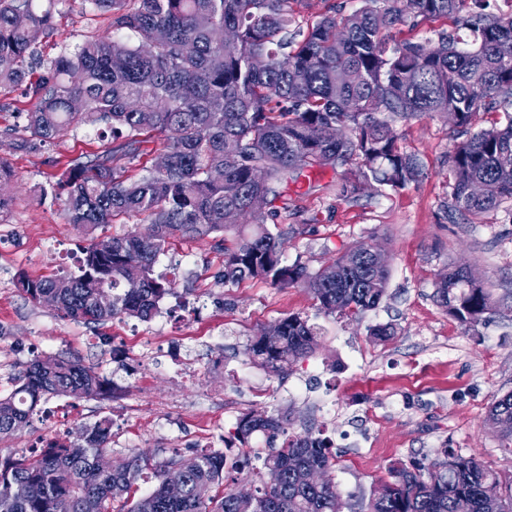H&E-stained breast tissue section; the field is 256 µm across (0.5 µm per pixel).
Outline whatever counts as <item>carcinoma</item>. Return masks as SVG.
<instances>
[{
    "label": "carcinoma",
    "instance_id": "cac0c4a2",
    "mask_svg": "<svg viewBox=\"0 0 512 512\" xmlns=\"http://www.w3.org/2000/svg\"><path fill=\"white\" fill-rule=\"evenodd\" d=\"M61 0H0V89L25 85L34 99L25 132L33 144L51 142L80 126L105 124L112 144L66 167L51 186L71 224L93 232L122 216L139 215L146 228L93 241L78 272L29 277L18 285L27 298L53 292L61 318L94 326L118 317L147 321L173 282L155 274L168 239L233 235L224 246V284L260 280L285 287L303 283L326 316L353 319L387 294L389 269L375 266V244L350 251L356 267L311 273L282 260L283 238L267 227L274 210L249 207L261 188L270 202L279 185L297 181L316 166L360 164V176L393 190L423 176L417 157L398 144L392 117L452 115L465 131L474 116L496 100L512 102V14L468 19L476 33L470 47L441 32L436 40L404 41L388 47V33L409 20L458 17L482 0H362L340 17L324 15L307 30L290 31L305 0H81L108 13L112 34L86 40L75 52L44 61L36 48L56 33ZM226 29L236 41L223 40ZM194 50L185 54V40ZM345 127L343 141L328 142L323 128ZM164 141L168 167H143L132 176L144 134ZM224 171L214 180L209 172ZM451 206L477 219L512 200V113L454 144ZM475 182L483 195L470 193ZM141 284L130 292L126 283ZM112 307L96 304L101 291ZM434 301L473 330L495 313L491 295L462 267L435 282ZM280 336H256L247 354L268 374L280 376L318 345V329L298 315L279 319ZM106 399L108 383L79 361L59 356L31 360L18 386L0 395V438L25 429L50 396ZM487 422L512 442V392L496 398ZM282 417L238 419L234 439L246 445L256 432L276 433ZM73 442L51 440L29 454L0 457V512H241L226 474L251 469L259 486L252 512H512V476L502 477L479 458L439 448L433 458L400 463L389 479L356 503L343 498L334 481L304 485L306 471H329L335 458L329 441L307 433L279 448L253 452L243 461L220 450L161 460L144 451L113 458L102 469L99 455L112 454V419L103 416L78 430ZM185 471L182 496L169 495L165 475ZM153 471L154 487L141 497L131 489Z\"/></svg>",
    "mask_w": 512,
    "mask_h": 512
}]
</instances>
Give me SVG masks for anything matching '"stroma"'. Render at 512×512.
I'll use <instances>...</instances> for the list:
<instances>
[{
  "label": "stroma",
  "mask_w": 512,
  "mask_h": 512,
  "mask_svg": "<svg viewBox=\"0 0 512 512\" xmlns=\"http://www.w3.org/2000/svg\"><path fill=\"white\" fill-rule=\"evenodd\" d=\"M56 21V34L41 47L50 58L112 27L109 15L84 11L75 0H64ZM31 105L23 87L0 91V160L13 174L11 204L0 213V392L11 390V377L34 357L60 355L106 378L112 397L50 399L29 427L0 440V455L75 436L107 415L113 455L139 449L162 458L208 444L234 458L241 446L224 440L237 420L276 410L288 433L330 440L331 476L355 499L369 496L394 463L444 446L512 475V452L486 421L495 398L512 391V201L479 224L449 218L448 159L459 133L446 116L393 123L401 146L422 165L419 182L399 190L365 186L344 199L337 186L357 175L358 164L317 167L274 203L278 213L267 226L285 238L287 264L314 271L360 241L384 251L388 295L360 320L324 316L303 285L225 284L222 240L176 237L155 265L175 282L156 315L94 330L32 303L16 278L77 272L92 239L123 234L141 220L124 218L90 234L67 223L42 190L106 143L83 127L39 149L22 147ZM451 266L471 269L501 309L476 330L465 331L433 299L436 279ZM290 314L319 327V345L274 377L245 348ZM387 323L397 330L392 339L368 336V326Z\"/></svg>",
  "instance_id": "35a3bbf8"
}]
</instances>
